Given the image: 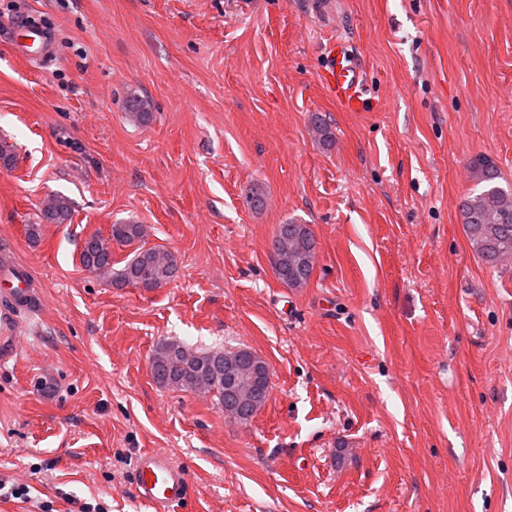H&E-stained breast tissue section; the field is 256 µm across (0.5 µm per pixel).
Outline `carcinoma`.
<instances>
[{
    "instance_id": "obj_1",
    "label": "carcinoma",
    "mask_w": 512,
    "mask_h": 512,
    "mask_svg": "<svg viewBox=\"0 0 512 512\" xmlns=\"http://www.w3.org/2000/svg\"><path fill=\"white\" fill-rule=\"evenodd\" d=\"M126 108L132 121L146 125L153 119L152 104L138 96L130 97ZM311 125L327 144L333 132L326 119L313 114ZM474 188L459 203L462 224L476 255L487 265L496 267L512 258V188L502 186L501 173L488 161L477 158L469 165ZM71 213L70 202L61 195H51L40 208L39 222L28 225L31 239L40 237L44 224H61ZM146 236L145 226L135 222L113 224L109 234L96 232L83 243L79 252L80 264L97 274L112 272V245L140 246L118 273L115 285H127L151 291L160 288L176 277L178 265L173 255L158 247L142 245ZM274 252L278 253L275 272L278 278L291 287H302L312 275L316 253V239L306 224L290 221L279 225L274 236ZM221 349L197 351L177 340L161 342L151 357V374L156 384L185 392L214 389L216 402L224 401V387L212 382L220 366Z\"/></svg>"
}]
</instances>
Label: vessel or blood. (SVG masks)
I'll list each match as a JSON object with an SVG mask.
<instances>
[{"label": "vessel or blood", "mask_w": 512, "mask_h": 512, "mask_svg": "<svg viewBox=\"0 0 512 512\" xmlns=\"http://www.w3.org/2000/svg\"><path fill=\"white\" fill-rule=\"evenodd\" d=\"M10 35L26 48L25 57L37 60L51 51V39L40 27L15 21ZM320 78L336 103L350 112L363 110L365 105L364 69L352 46L345 41L330 42L324 52V66ZM31 275L26 267L7 262L0 274V363L18 355L22 324L18 301L33 297ZM135 499L150 512H175L190 494L186 470L166 454L142 453L132 475Z\"/></svg>", "instance_id": "b4317fda"}]
</instances>
